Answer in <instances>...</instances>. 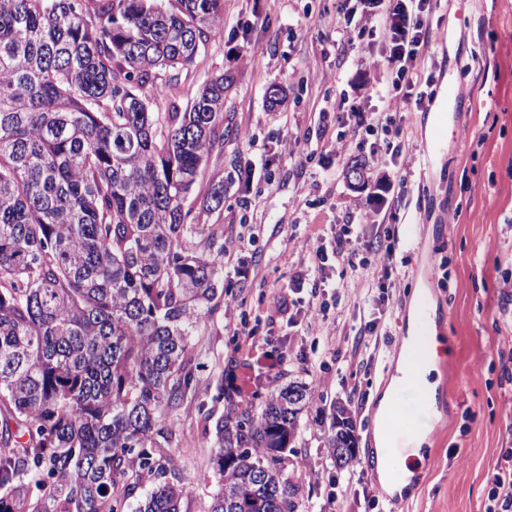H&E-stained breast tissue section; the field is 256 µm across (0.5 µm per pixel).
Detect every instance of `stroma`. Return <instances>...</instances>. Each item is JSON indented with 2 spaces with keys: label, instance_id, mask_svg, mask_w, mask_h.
Wrapping results in <instances>:
<instances>
[{
  "label": "stroma",
  "instance_id": "35a3bbf8",
  "mask_svg": "<svg viewBox=\"0 0 512 512\" xmlns=\"http://www.w3.org/2000/svg\"><path fill=\"white\" fill-rule=\"evenodd\" d=\"M262 7L268 23L245 31L252 0H224L223 36L200 49L157 102L161 112L174 103L183 109L208 76L221 71L231 80L224 145L211 153L188 199L201 223L215 225L230 261L224 294L194 345L198 392L163 421L179 439L169 454L184 490L182 512H207L217 490L215 424L240 381L266 395L291 379L317 390L288 454L296 512H486L487 478L512 448V360L501 357L512 350V296L501 292L512 283V43L496 38L512 28V0H441L432 17L447 39L435 47L427 111L404 108L415 163L395 225V285L378 335L359 349L353 339L362 312L352 302L336 305L325 294L329 328L322 335L289 325L268 301L298 273L301 247L328 239L337 216L367 197L365 184L346 178L363 153L337 164L328 150L337 129L319 122L321 112L360 95L364 74L355 60L336 61V0H262ZM256 51L267 68L254 66ZM437 110L448 114V140L438 148L431 131ZM249 159L267 167L247 186L237 171ZM312 181L318 190L298 198V187ZM214 184L224 187V205L203 211ZM421 283L447 339L436 396L442 431L431 435L423 458L413 459V490L393 505L362 464L374 455L376 406ZM230 303L240 305L252 343L228 324L223 308ZM339 404L356 420L358 463L350 470L337 469L326 446L328 416ZM307 467L315 477L300 480ZM335 478L350 482L337 505L330 500Z\"/></svg>",
  "mask_w": 512,
  "mask_h": 512
}]
</instances>
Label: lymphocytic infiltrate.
Segmentation results:
<instances>
[{
    "instance_id": "f902f5d3",
    "label": "lymphocytic infiltrate",
    "mask_w": 512,
    "mask_h": 512,
    "mask_svg": "<svg viewBox=\"0 0 512 512\" xmlns=\"http://www.w3.org/2000/svg\"><path fill=\"white\" fill-rule=\"evenodd\" d=\"M438 0H336L337 56L359 57L376 76L359 101L337 104L329 120L349 127V135L337 136L331 152L344 161L353 150L368 151L374 163L391 164L395 179L370 184L369 202H355L348 221L337 229L330 245H317L302 256L306 270L297 287H321L331 264L348 267L352 277L335 286L339 296L372 307L375 299L363 287L366 279L391 280L395 270V233H368L369 225L396 223L398 211L410 192L411 155L404 133L401 109L406 103L423 108L424 74L432 60L434 39L430 18ZM359 24L367 30V42L346 39L347 27Z\"/></svg>"
}]
</instances>
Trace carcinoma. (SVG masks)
Returning a JSON list of instances; mask_svg holds the SVG:
<instances>
[{"label": "carcinoma", "instance_id": "cac0c4a2", "mask_svg": "<svg viewBox=\"0 0 512 512\" xmlns=\"http://www.w3.org/2000/svg\"><path fill=\"white\" fill-rule=\"evenodd\" d=\"M223 0H0V512H181L175 434L224 243L186 202L224 144V75L155 112L222 35ZM313 387L215 426L209 512H294ZM336 466L356 422L334 407Z\"/></svg>", "mask_w": 512, "mask_h": 512}]
</instances>
